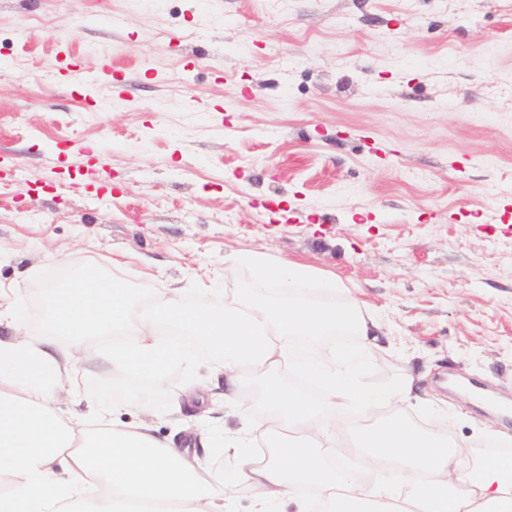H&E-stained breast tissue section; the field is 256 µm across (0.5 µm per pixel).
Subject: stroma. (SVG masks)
Masks as SVG:
<instances>
[{
    "label": "stroma",
    "mask_w": 512,
    "mask_h": 512,
    "mask_svg": "<svg viewBox=\"0 0 512 512\" xmlns=\"http://www.w3.org/2000/svg\"><path fill=\"white\" fill-rule=\"evenodd\" d=\"M0 36V159L23 172L0 194V290L32 333L64 268L196 305L255 287L224 256L260 251L368 307L363 380L412 373L411 421L447 412L476 457L512 434L460 386L512 400V0H0ZM78 380L74 415L114 396L96 360ZM209 388L175 369L115 418L221 478L214 437L259 413V376L207 421L166 415Z\"/></svg>",
    "instance_id": "1"
}]
</instances>
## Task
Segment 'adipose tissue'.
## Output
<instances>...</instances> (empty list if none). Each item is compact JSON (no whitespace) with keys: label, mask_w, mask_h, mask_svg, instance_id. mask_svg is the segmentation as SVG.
<instances>
[{"label":"adipose tissue","mask_w":512,"mask_h":512,"mask_svg":"<svg viewBox=\"0 0 512 512\" xmlns=\"http://www.w3.org/2000/svg\"><path fill=\"white\" fill-rule=\"evenodd\" d=\"M226 262L252 267L260 284L204 306L188 305L177 288L146 306L121 282L74 275L50 292L37 336L0 294V323L12 330L0 338V512H237L227 485L239 481L256 491L250 512H512L511 452L472 460L450 442L447 418L413 424L405 412L413 375L385 390L363 382L372 347L320 349L326 337H369L377 328L356 303L317 299L340 282L263 252ZM185 336L219 352L213 371L224 377L225 404L235 402L244 369L261 375L260 414L224 433V455L234 462L224 482L160 442L147 423L114 422L106 405L76 421L58 406L62 391L82 400L73 374L96 344L125 391L122 408H144L137 385L159 389L171 369L194 367ZM292 336L308 349L287 351ZM285 367L315 380L317 395L285 383ZM381 405L391 414L367 423ZM343 431L354 433L375 482L329 454ZM255 441L270 446L260 462L246 452Z\"/></svg>","instance_id":"ef3b65f1"}]
</instances>
